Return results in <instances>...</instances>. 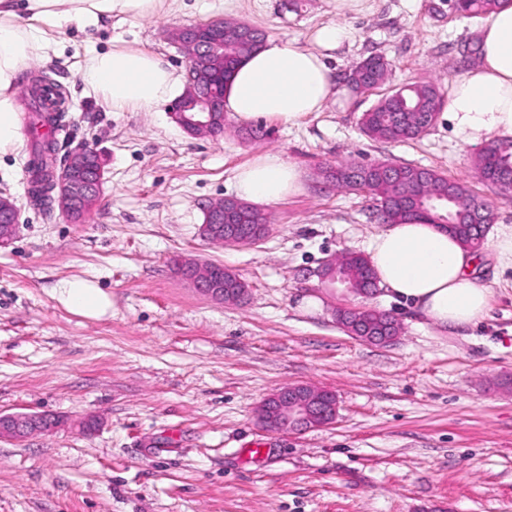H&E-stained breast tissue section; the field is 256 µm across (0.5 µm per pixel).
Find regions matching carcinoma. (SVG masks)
<instances>
[{"label":"carcinoma","instance_id":"cac0c4a2","mask_svg":"<svg viewBox=\"0 0 512 512\" xmlns=\"http://www.w3.org/2000/svg\"><path fill=\"white\" fill-rule=\"evenodd\" d=\"M512 0H455L453 7L466 17L485 15L503 3ZM265 40L262 32L254 34L253 41L230 37L224 42V75L230 76L238 63L259 48ZM390 76L389 64L377 56L365 59L361 69L364 87L377 90ZM28 107L35 113L34 122L60 127L64 94L61 88L46 76L32 79L28 89ZM442 95L434 83L412 84L385 93L363 113L361 130L369 139L385 143L414 140L431 127L441 109ZM52 139L33 142L34 163L30 169L29 193L34 203L47 217H52L53 153ZM386 161L373 163L366 171L365 180L371 189L383 221L396 224L409 219H422L454 236L467 249L478 250L485 238L487 225L470 218L469 203L472 193L463 183L431 172L433 192L427 196L416 177V167L403 164L397 168L384 167ZM475 169L481 181L509 192L512 190V141L497 140L480 150ZM355 164L344 163L323 168L324 182L338 188L355 189ZM337 281L352 288H366L371 295L379 291L377 277L366 258L358 253L345 252L336 257ZM358 324L376 330L394 316L376 307H365L357 314Z\"/></svg>","mask_w":512,"mask_h":512}]
</instances>
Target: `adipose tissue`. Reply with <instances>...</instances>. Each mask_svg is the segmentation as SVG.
Segmentation results:
<instances>
[{
	"mask_svg": "<svg viewBox=\"0 0 512 512\" xmlns=\"http://www.w3.org/2000/svg\"><path fill=\"white\" fill-rule=\"evenodd\" d=\"M164 0H0V156L22 146L17 93L33 60L48 59L50 32L75 25L100 27L115 16L159 15ZM477 64L455 80L442 118L464 142L512 137V0L479 25ZM352 37L339 24L322 26L311 46L290 38L269 40L243 59L224 86V110L240 124L275 119L292 124L319 112L334 94L329 60ZM86 93L113 111L152 112L182 95L185 86L163 56L115 47L89 54L79 72ZM238 197L254 204L279 202L302 189L299 168L268 152L234 175ZM367 254L389 298L409 305L443 331L478 326L492 292L475 276L477 257L448 233L419 220L392 224L369 240ZM56 300L91 320L112 310L110 295L97 282H61Z\"/></svg>",
	"mask_w": 512,
	"mask_h": 512,
	"instance_id": "obj_1",
	"label": "adipose tissue"
}]
</instances>
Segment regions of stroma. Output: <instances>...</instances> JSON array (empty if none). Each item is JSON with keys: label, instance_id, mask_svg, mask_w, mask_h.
I'll return each mask as SVG.
<instances>
[{"label": "stroma", "instance_id": "1", "mask_svg": "<svg viewBox=\"0 0 512 512\" xmlns=\"http://www.w3.org/2000/svg\"><path fill=\"white\" fill-rule=\"evenodd\" d=\"M214 20L251 24L270 38L308 45L336 21L353 38L331 60L335 94L294 124L263 120L249 141L227 118L223 137H191L157 112L112 111L86 96L79 67L91 50L139 47L184 72L169 33ZM478 19L451 0H368L337 17L329 0H166L160 15L113 17L99 30L57 34L50 61H34L66 96L62 166L77 145L102 155L106 181L84 223L45 218L28 196L32 143L0 157V192L22 209L17 237L0 247V411L63 419L48 435L0 440V512H512V269L482 248L478 279L492 290L478 326L442 334L408 306L371 303L402 324L397 340L369 344L336 323L358 296L303 279L342 250L364 252L381 230L364 192L322 184V166L389 159L465 183L512 225V192L475 176L478 145L443 120L402 143L369 139L363 112L377 93L344 77L373 55L391 65V87L424 81L449 91L478 60ZM278 152L304 188L266 205L259 243L203 241V207L233 196L235 171ZM214 262L246 281L241 305L214 302L171 269L174 256ZM96 280L112 314L90 320L54 290ZM334 391L335 423L270 433L255 409L280 387ZM97 416L94 431L82 420Z\"/></svg>", "mask_w": 512, "mask_h": 512}]
</instances>
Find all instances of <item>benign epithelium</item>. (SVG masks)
<instances>
[{
    "mask_svg": "<svg viewBox=\"0 0 512 512\" xmlns=\"http://www.w3.org/2000/svg\"><path fill=\"white\" fill-rule=\"evenodd\" d=\"M176 43L186 53L187 66L183 98L172 107L171 119L188 135L217 138L224 133V41L203 37L195 26L179 28ZM104 184V168L99 153L88 146L70 151L65 163L53 174L52 205L68 222L78 224L84 213L100 200ZM251 211L258 207L226 198L206 208L202 239L214 246L241 243L255 244L269 233L270 225L258 224L246 230L227 223V216L240 212L241 206ZM21 224V210L14 199L0 194V246L12 241ZM180 276L208 299L238 304L245 300L248 285L238 279L234 288L224 287L226 267L178 258ZM338 402L336 394L325 388L307 384L281 387L259 405L257 415L269 432L302 433L333 424ZM59 419L40 413L0 412V439H24L35 433L51 432Z\"/></svg>",
    "mask_w": 512,
    "mask_h": 512,
    "instance_id": "1",
    "label": "benign epithelium"
}]
</instances>
